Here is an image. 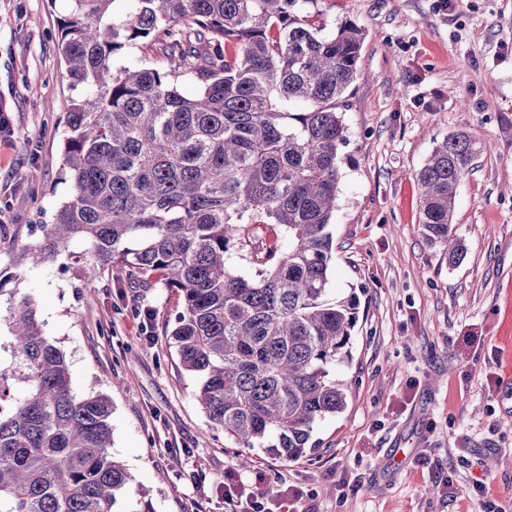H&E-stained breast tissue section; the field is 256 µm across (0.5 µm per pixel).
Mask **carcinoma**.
Instances as JSON below:
<instances>
[{
  "label": "carcinoma",
  "mask_w": 512,
  "mask_h": 512,
  "mask_svg": "<svg viewBox=\"0 0 512 512\" xmlns=\"http://www.w3.org/2000/svg\"><path fill=\"white\" fill-rule=\"evenodd\" d=\"M68 2L60 52L87 89L66 116L73 195L18 263L76 240L89 285L105 270L159 275L179 300L167 336L209 422L283 461L315 452L314 427L347 406L336 366L352 357L361 305L328 284L342 107L365 31L345 20L323 33L322 0ZM135 46L166 64H114ZM185 76L198 95L181 92ZM481 151L453 132L415 174L426 240L451 266L466 253L457 188ZM2 297L0 512H113L129 474L111 451V400L76 395L33 300L0 278Z\"/></svg>",
  "instance_id": "1"
}]
</instances>
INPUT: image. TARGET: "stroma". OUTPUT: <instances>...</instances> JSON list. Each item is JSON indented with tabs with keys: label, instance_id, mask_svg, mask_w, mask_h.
Returning <instances> with one entry per match:
<instances>
[{
	"label": "stroma",
	"instance_id": "1",
	"mask_svg": "<svg viewBox=\"0 0 512 512\" xmlns=\"http://www.w3.org/2000/svg\"><path fill=\"white\" fill-rule=\"evenodd\" d=\"M66 0H0V277L30 296L80 394L112 401V451L131 476L120 512H235L226 480L296 512H512V0H325L366 38L343 113L329 285L361 298L343 412L315 454L264 449L238 466L198 380L165 334L178 298L157 278L88 281L74 249L16 267L72 195L64 117L85 89L58 50ZM458 130L487 143L458 186L464 260L425 238L415 172ZM426 453L432 467L419 466Z\"/></svg>",
	"mask_w": 512,
	"mask_h": 512
}]
</instances>
